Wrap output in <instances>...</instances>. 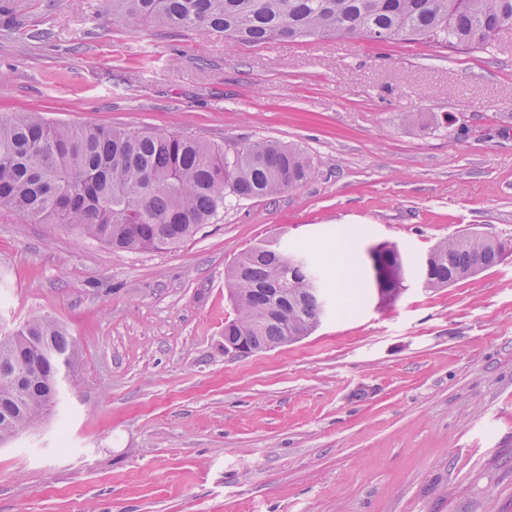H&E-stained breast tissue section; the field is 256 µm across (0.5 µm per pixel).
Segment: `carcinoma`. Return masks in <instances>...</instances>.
<instances>
[{
  "instance_id": "carcinoma-1",
  "label": "carcinoma",
  "mask_w": 512,
  "mask_h": 512,
  "mask_svg": "<svg viewBox=\"0 0 512 512\" xmlns=\"http://www.w3.org/2000/svg\"><path fill=\"white\" fill-rule=\"evenodd\" d=\"M130 29L150 25L224 37L245 46L309 38L415 42L435 49H486L512 29V0H101ZM312 157L296 145L266 140L242 148L177 132L132 131L46 122L34 112L0 118V207L33 223L52 224L113 249L174 248L219 219L227 198L270 197L303 186ZM512 244L481 233L437 242L411 260L379 243L362 258L366 295L381 306L417 281L446 288L493 268ZM225 286L235 317L224 340L254 337L263 351L321 323L328 284L304 251L277 241L240 254ZM77 358L74 341L48 318L0 336V366L36 368L26 392L0 380V441L47 412L56 363Z\"/></svg>"
}]
</instances>
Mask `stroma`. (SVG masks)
Returning <instances> with one entry per match:
<instances>
[{"instance_id": "stroma-1", "label": "stroma", "mask_w": 512, "mask_h": 512, "mask_svg": "<svg viewBox=\"0 0 512 512\" xmlns=\"http://www.w3.org/2000/svg\"><path fill=\"white\" fill-rule=\"evenodd\" d=\"M275 140L304 186L227 200L176 248L118 251L0 208V331L78 348L54 410L0 447V512H512V256L302 341L224 353L236 258L276 239L328 280L349 250L512 240V30L489 50L129 29L97 0H0V116ZM410 113L426 126L407 123Z\"/></svg>"}]
</instances>
